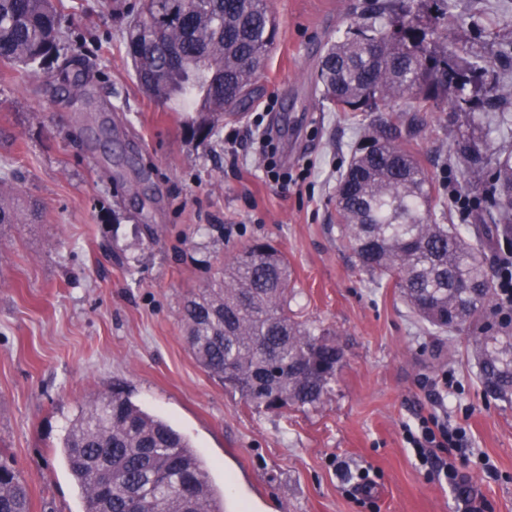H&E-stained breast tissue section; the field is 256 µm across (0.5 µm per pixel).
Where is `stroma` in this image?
<instances>
[{
  "mask_svg": "<svg viewBox=\"0 0 512 512\" xmlns=\"http://www.w3.org/2000/svg\"><path fill=\"white\" fill-rule=\"evenodd\" d=\"M366 3L269 0L279 35L259 95L203 144L186 137L171 103L141 90L112 0H65L64 52L80 55L93 99L59 89L57 61L36 73L0 64V163L19 201L41 207L37 223L0 225V457L25 479L30 512H82L62 439L87 400L116 386L195 446L224 512H463L404 439V424L434 412L467 424L470 457L501 474L465 468L475 497L487 512H512V399L484 393L467 329L429 333L337 236V181L364 134L413 115L401 98L365 118L322 102L319 58ZM453 23L475 52L512 56V0H456ZM103 116L108 154L95 140ZM422 118L404 146L435 193L490 186L493 170L461 166L451 147L468 137L483 153L511 149L494 113L443 103ZM276 121L270 159L253 141ZM256 240L286 255L291 309L344 348L317 405L254 408L186 344L184 297ZM362 472L367 506L352 495Z\"/></svg>",
  "mask_w": 512,
  "mask_h": 512,
  "instance_id": "35a3bbf8",
  "label": "stroma"
}]
</instances>
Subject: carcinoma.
Listing matches in <instances>:
<instances>
[{
  "mask_svg": "<svg viewBox=\"0 0 512 512\" xmlns=\"http://www.w3.org/2000/svg\"><path fill=\"white\" fill-rule=\"evenodd\" d=\"M424 21L402 0H371L364 21L331 43L319 65L322 98L338 112H379L394 98L430 112L495 108L512 90L497 78L469 90L492 61L472 56L449 30L455 0H432ZM62 0H0V62L32 68L57 53ZM278 35L268 0H147L128 14L126 52L151 97L209 84V98L188 109L184 131L206 141L224 115L244 109ZM371 139L353 156L336 189L337 233L360 269L394 282L427 330L451 333L465 311L486 393L512 396V334L483 311L499 303L484 251L512 236V150L486 155L467 139L460 162L495 170L496 181L469 237L449 223L451 204L432 193L433 177L401 136ZM13 192L0 189V224L18 223ZM288 260L260 243L243 247L208 287L183 304L185 340L197 363L256 408L314 406L336 376V344L288 312ZM62 448L83 495V512H224V498L190 442L120 391L98 395L70 421ZM109 474L112 481L101 484ZM0 512H30L19 471L0 461Z\"/></svg>",
  "mask_w": 512,
  "mask_h": 512,
  "instance_id": "cac0c4a2",
  "label": "carcinoma"
}]
</instances>
